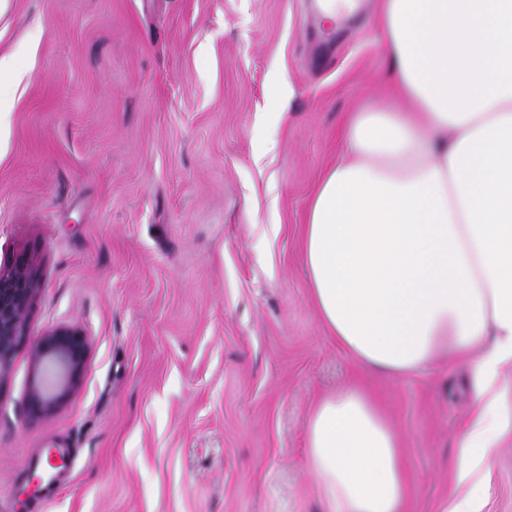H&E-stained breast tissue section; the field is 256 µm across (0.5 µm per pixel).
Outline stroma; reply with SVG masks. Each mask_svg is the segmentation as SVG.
<instances>
[{
	"label": "stroma",
	"instance_id": "stroma-1",
	"mask_svg": "<svg viewBox=\"0 0 512 512\" xmlns=\"http://www.w3.org/2000/svg\"><path fill=\"white\" fill-rule=\"evenodd\" d=\"M316 0H0L27 74L0 125V266L40 286L0 379V512H322L321 398L363 384L402 437L404 512H441L464 364L367 375L321 323L303 226L352 113L396 93L378 0L324 37ZM83 331L80 388L27 407L30 346ZM65 448L55 483L29 460ZM484 512H512V443Z\"/></svg>",
	"mask_w": 512,
	"mask_h": 512
}]
</instances>
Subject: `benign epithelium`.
<instances>
[{"label":"benign epithelium","mask_w":512,"mask_h":512,"mask_svg":"<svg viewBox=\"0 0 512 512\" xmlns=\"http://www.w3.org/2000/svg\"><path fill=\"white\" fill-rule=\"evenodd\" d=\"M40 281L26 259L0 268V378L26 336L28 311ZM88 353L83 332L58 326L43 335L31 350L34 375L28 405L32 412L49 414L63 406L78 389Z\"/></svg>","instance_id":"obj_1"}]
</instances>
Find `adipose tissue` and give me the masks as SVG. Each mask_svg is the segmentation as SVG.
I'll return each instance as SVG.
<instances>
[{
    "mask_svg": "<svg viewBox=\"0 0 512 512\" xmlns=\"http://www.w3.org/2000/svg\"><path fill=\"white\" fill-rule=\"evenodd\" d=\"M403 102L351 118L304 226L313 302L363 369L466 363L473 409L442 512H482L512 439V0H380ZM323 512H403L399 435L348 385L306 423Z\"/></svg>",
    "mask_w": 512,
    "mask_h": 512,
    "instance_id": "1",
    "label": "adipose tissue"
}]
</instances>
